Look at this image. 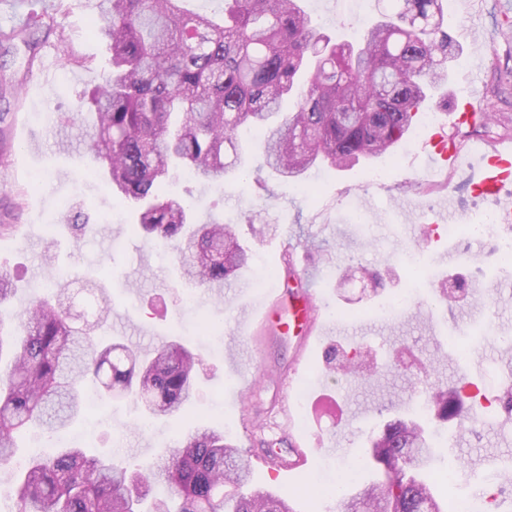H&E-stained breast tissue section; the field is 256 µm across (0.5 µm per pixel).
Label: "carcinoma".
Returning a JSON list of instances; mask_svg holds the SVG:
<instances>
[{
  "label": "carcinoma",
  "mask_w": 512,
  "mask_h": 512,
  "mask_svg": "<svg viewBox=\"0 0 512 512\" xmlns=\"http://www.w3.org/2000/svg\"><path fill=\"white\" fill-rule=\"evenodd\" d=\"M220 22L183 0H99L94 32L110 57L87 104L96 123L91 170L133 206L136 231L171 250L194 282L221 284L252 259L229 224L194 220L189 196H165L178 170L207 183L247 180L241 128L264 144L261 167L298 182L390 154L421 104L448 82L442 0H389L352 41L319 34L299 0H222ZM294 100L291 112L282 102ZM111 299L98 284L63 286L11 318L0 336V468L16 472L17 512H294L289 499L249 487L250 466L224 433L197 427L182 445L127 467L66 446L16 456L29 426L59 432L83 418V382L132 397L148 419L192 395L197 355L179 341L149 352L95 336ZM429 410L457 412L448 388L420 379ZM366 455L383 479L337 491V512H453L427 478L434 450L420 423L386 422Z\"/></svg>",
  "instance_id": "carcinoma-1"
}]
</instances>
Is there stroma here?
Masks as SVG:
<instances>
[{
    "label": "stroma",
    "mask_w": 512,
    "mask_h": 512,
    "mask_svg": "<svg viewBox=\"0 0 512 512\" xmlns=\"http://www.w3.org/2000/svg\"><path fill=\"white\" fill-rule=\"evenodd\" d=\"M304 0L317 29L334 38L381 17L377 0ZM444 27L455 52L448 63V97L419 112L390 157L343 170L312 168L302 184L262 172L260 182L228 178L209 185L178 174L172 189L191 192L196 222L235 227L253 251L252 263L224 287L188 282L169 252L147 244L133 226L127 201L105 180L89 179L83 131L94 118L85 97L108 62L92 30L96 0H63L46 14L45 0H0V33L23 39L0 44V273L10 276L14 310L66 281L102 283L112 312L99 330L139 350L182 338L199 357L193 396L179 414L150 424L141 408L87 385L95 405L66 437L116 462L137 464L166 455L197 424L224 431L248 460L252 481L288 495L296 512H336L320 498L329 464L337 483L359 485L375 471L364 465L362 433L416 414L422 396L410 378L451 388L468 386L459 418L425 422L434 431L432 476L455 470L450 497L495 487L490 512H512V489L501 475L512 465V415L498 412L472 428L482 397L501 401L512 387V272L496 271L489 254H475L433 213L452 209L457 226L475 222L494 202L467 179L482 162L471 149L512 143V0H443ZM44 15L28 28L31 12ZM481 79V103L493 123L456 126L448 99L468 96ZM443 133L460 150L461 166L427 162L425 144ZM293 247L281 271L284 244ZM420 253L424 275L410 282L406 250ZM313 293L310 336H284L257 315L273 300L264 271ZM466 279L453 302L437 300L440 285ZM416 301L401 316L385 306L406 289ZM356 357L357 376L338 374ZM279 439L280 454L298 470L272 469L263 440Z\"/></svg>",
    "instance_id": "35a3bbf8"
}]
</instances>
